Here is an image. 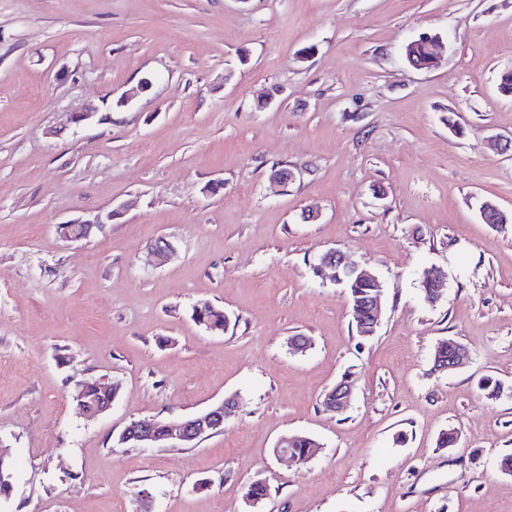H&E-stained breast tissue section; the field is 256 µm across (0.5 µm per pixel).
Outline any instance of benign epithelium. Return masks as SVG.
<instances>
[{
	"mask_svg": "<svg viewBox=\"0 0 512 512\" xmlns=\"http://www.w3.org/2000/svg\"><path fill=\"white\" fill-rule=\"evenodd\" d=\"M419 42L426 44L428 56L417 62L415 56L405 52L408 63L416 69H433L439 66L443 54L442 41L434 36H422ZM112 220V213L106 216H95L92 219H76L57 227L58 233L70 242H78L91 235L94 226L104 224ZM173 248L171 243L163 236L157 238L152 246V256L163 263L171 256ZM315 273L322 275L326 270L334 271V280H341V273H357L360 277H374L373 272L366 266L355 265L346 259L344 253L337 249H329L318 256L313 264ZM372 322H363L359 325L362 336H371L375 333L381 318V303L379 296L371 300ZM470 358L469 349L462 343L458 344L454 354L445 357L438 354L434 357V370L441 373L452 372ZM352 385L347 380L337 383L329 392V397L324 401V406L333 412H342L350 404ZM76 406L81 414L87 417H96L107 413L112 408V403L90 405L83 401L81 396H75ZM238 408L235 399L229 398L206 410L196 414L168 420L165 441H157L155 434L156 422L154 420H141L130 423L121 433L120 442L134 444L145 448H183L196 444L199 440L224 431V420L233 416Z\"/></svg>",
	"mask_w": 512,
	"mask_h": 512,
	"instance_id": "benign-epithelium-1",
	"label": "benign epithelium"
}]
</instances>
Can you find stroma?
<instances>
[{
  "label": "stroma",
  "mask_w": 512,
  "mask_h": 512,
  "mask_svg": "<svg viewBox=\"0 0 512 512\" xmlns=\"http://www.w3.org/2000/svg\"><path fill=\"white\" fill-rule=\"evenodd\" d=\"M424 34L446 45L430 71L404 56ZM510 68L512 0H0V512H512V233L479 216L512 213ZM106 212L85 241L56 230ZM331 248L382 284L372 336L312 270ZM448 337L471 359L434 372ZM99 378L119 391L89 419L71 395ZM229 397L197 445L119 441ZM289 433L322 452L277 457ZM193 319L210 331H224L229 319L224 311L209 302L199 304V308L193 309ZM329 393V397H327ZM324 395V406L333 412H342L344 411L351 401L352 396V385L348 380H342L337 383L331 391H329Z\"/></svg>",
  "instance_id": "35a3bbf8"
}]
</instances>
